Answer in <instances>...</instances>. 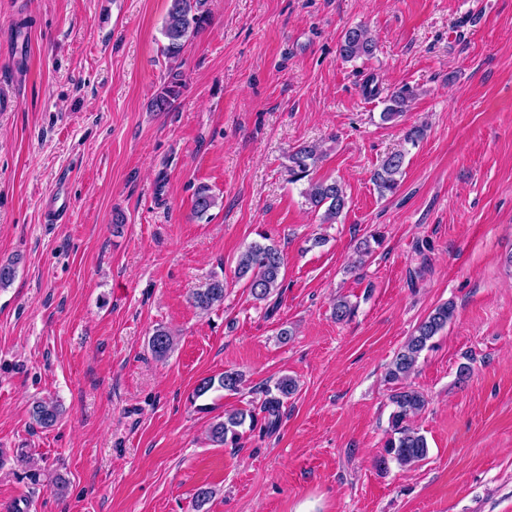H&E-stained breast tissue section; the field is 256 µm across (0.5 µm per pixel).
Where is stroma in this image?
Instances as JSON below:
<instances>
[{"instance_id": "obj_1", "label": "stroma", "mask_w": 512, "mask_h": 512, "mask_svg": "<svg viewBox=\"0 0 512 512\" xmlns=\"http://www.w3.org/2000/svg\"><path fill=\"white\" fill-rule=\"evenodd\" d=\"M167 7L0 0V262L17 264L0 288V512H512V0H210L182 93L154 112ZM360 24L375 50L343 61ZM404 84L407 111L382 121ZM303 144L346 192L337 223L288 180ZM398 150L400 186L379 197L372 173ZM200 185L218 201L201 218ZM262 232L286 263L272 306L235 276ZM215 275L224 303L200 311L190 292ZM339 295L357 306L341 323ZM448 301L409 379L429 454L378 469L386 368ZM159 327L176 338L163 361ZM228 369L241 392L193 405ZM284 375L298 390L274 433L208 440ZM48 395L64 414L45 429L30 410Z\"/></svg>"}]
</instances>
